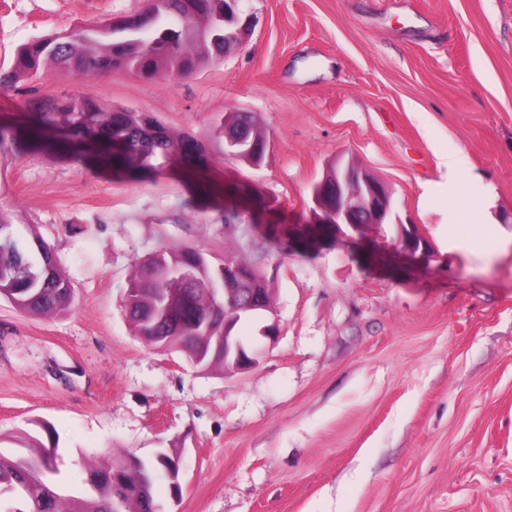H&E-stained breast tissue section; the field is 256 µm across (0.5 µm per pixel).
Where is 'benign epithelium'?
<instances>
[{
	"label": "benign epithelium",
	"mask_w": 512,
	"mask_h": 512,
	"mask_svg": "<svg viewBox=\"0 0 512 512\" xmlns=\"http://www.w3.org/2000/svg\"><path fill=\"white\" fill-rule=\"evenodd\" d=\"M224 20L231 24L229 32L237 42H243L252 32L253 17L248 15L240 19L238 13L225 15ZM271 143H266L262 151L254 147L249 132L242 129L224 127V155L235 158H250L254 168L261 166ZM312 207H310L309 224H320L336 228L342 232L347 227L360 234L367 224L393 223L394 209L391 192L381 181L367 175L353 165L343 166L336 162L326 170L321 181L312 188ZM401 251L413 257L418 252L424 239L413 227L400 226ZM206 265L216 269V274L223 287L212 288L216 296L215 306L225 301L238 299L224 311V335L216 338L213 345L207 347L203 355L224 358V368L243 370L255 363V358L244 357L243 346L233 334L234 324L241 318H252L270 310L269 290L258 269L243 268L226 253L224 258L215 262L208 253L204 254Z\"/></svg>",
	"instance_id": "1"
}]
</instances>
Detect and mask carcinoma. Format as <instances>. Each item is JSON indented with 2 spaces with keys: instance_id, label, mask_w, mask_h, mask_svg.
I'll use <instances>...</instances> for the list:
<instances>
[{
  "instance_id": "cac0c4a2",
  "label": "carcinoma",
  "mask_w": 512,
  "mask_h": 512,
  "mask_svg": "<svg viewBox=\"0 0 512 512\" xmlns=\"http://www.w3.org/2000/svg\"><path fill=\"white\" fill-rule=\"evenodd\" d=\"M226 3L151 0L138 18L40 37L21 48L14 69L0 73V90L18 87L44 73L48 65L77 75L126 70L141 76L185 77L230 49L231 41L224 38ZM38 110L41 125L31 140H38L41 131L60 117L75 158L86 157L93 144L112 168L131 175L153 170V160L159 156L189 157L201 150L195 139L175 137L152 114L105 109L87 97L55 100ZM11 223L9 214L0 209V275L28 297L18 308L42 316L69 306L71 296L63 290L70 283L53 252L37 235L16 238ZM201 257V248L184 246L164 250L136 268L129 283L142 292L129 320L138 335L167 336L170 344L186 352L197 336L221 335V321L201 332L195 325L198 316L211 310L209 289L215 287L214 277L196 270ZM173 260L191 276L155 275ZM165 467L157 458H115L105 466L91 463L81 489L70 492L57 465L56 448L48 449L33 437L16 451H0V486L26 485L28 512H143L146 499H154L156 473Z\"/></svg>"
}]
</instances>
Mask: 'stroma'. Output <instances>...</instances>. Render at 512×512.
I'll return each instance as SVG.
<instances>
[{
  "instance_id": "1",
  "label": "stroma",
  "mask_w": 512,
  "mask_h": 512,
  "mask_svg": "<svg viewBox=\"0 0 512 512\" xmlns=\"http://www.w3.org/2000/svg\"><path fill=\"white\" fill-rule=\"evenodd\" d=\"M148 0H0V71L21 46L143 12ZM256 26L192 75L77 78L48 71L0 91V127L24 134L33 102L87 96L195 138V175L157 160L143 179L47 145L0 144V207L55 254L73 298L35 316L0 299V449L57 444L85 465L176 456L161 512H512V0H241ZM247 111L264 164L225 157L216 132ZM469 167L447 186L442 156ZM343 161L384 182L426 257L396 225L358 243L309 223L311 192ZM286 251L230 223L224 189ZM238 248L272 300L276 339L237 326L256 362L194 365L134 332L124 308L149 255Z\"/></svg>"
}]
</instances>
